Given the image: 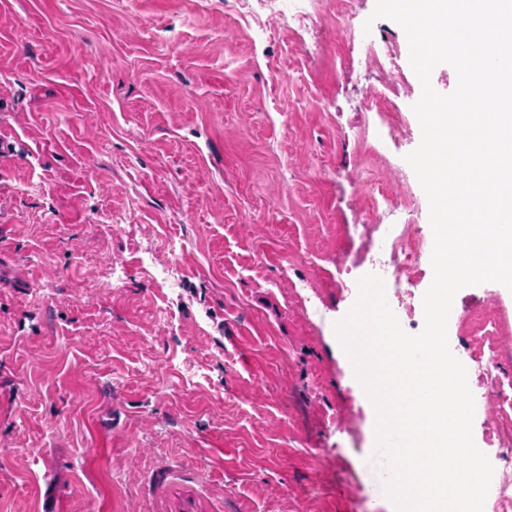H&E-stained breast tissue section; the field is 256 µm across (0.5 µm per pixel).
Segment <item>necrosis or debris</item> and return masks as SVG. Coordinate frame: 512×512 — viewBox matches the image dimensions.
I'll return each mask as SVG.
<instances>
[{"label":"necrosis or debris","instance_id":"obj_1","mask_svg":"<svg viewBox=\"0 0 512 512\" xmlns=\"http://www.w3.org/2000/svg\"><path fill=\"white\" fill-rule=\"evenodd\" d=\"M246 16L254 20L287 16L288 27L303 48L316 46L318 24L316 5L285 12L283 0H235ZM366 74L374 85L373 92L359 102L363 112L376 114L383 126H391L388 109L404 91L402 79L394 78L397 54L391 38L369 37L360 46ZM409 209L406 199L379 192L372 202L375 223L359 227V237L367 249L351 248L347 254L354 263H364L370 252H377L385 278L412 279L425 251L423 239L413 225L402 221ZM454 325L465 346L458 353L467 371L476 375L481 392L475 398L476 409L490 413L497 435L498 465L494 471L486 503L489 512H512V367L506 364L504 338L508 330L502 314L489 305L456 315Z\"/></svg>","mask_w":512,"mask_h":512}]
</instances>
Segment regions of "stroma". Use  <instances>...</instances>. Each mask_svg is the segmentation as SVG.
<instances>
[{"label": "stroma", "mask_w": 512, "mask_h": 512, "mask_svg": "<svg viewBox=\"0 0 512 512\" xmlns=\"http://www.w3.org/2000/svg\"><path fill=\"white\" fill-rule=\"evenodd\" d=\"M224 2L0 0V512H395L335 338L366 270L336 260L386 184L432 239L392 169L421 142L406 33L375 22L409 86L377 154L364 68L336 67L375 0L312 57ZM489 301L512 325L493 282L453 309Z\"/></svg>", "instance_id": "obj_1"}]
</instances>
